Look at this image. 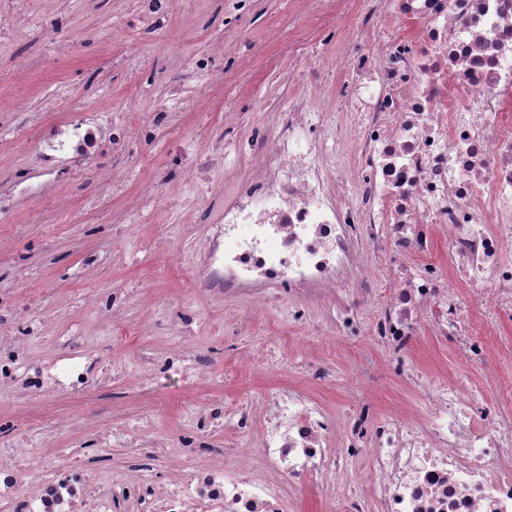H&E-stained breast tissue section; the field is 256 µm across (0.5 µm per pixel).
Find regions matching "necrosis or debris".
I'll return each instance as SVG.
<instances>
[{
    "label": "necrosis or debris",
    "instance_id": "4bbe7bcc",
    "mask_svg": "<svg viewBox=\"0 0 512 512\" xmlns=\"http://www.w3.org/2000/svg\"><path fill=\"white\" fill-rule=\"evenodd\" d=\"M127 2L140 34L171 39L166 66L139 74L161 96L116 123L86 105L54 117L55 97L16 96L0 83V135L28 141L24 166L0 181V215L38 197L66 214L72 202L59 186L94 170L104 195L130 196L121 219L104 215L108 236L158 213L202 226L166 256L190 274L194 299L163 309L158 324L175 343L140 352L133 374L104 357L99 335L143 291L83 294L95 335L65 322L62 307L28 298L26 259L15 256L12 285L0 289V392L17 402L94 392L119 415L130 389L152 380L206 386L219 352L194 342L200 297L232 310L238 334L274 307L335 349L368 332L393 357L395 377L419 381V396L377 415L356 371L345 418L314 395L336 379L327 364L302 357L297 385L276 358L250 353L241 369L279 381L228 403L182 406L173 417L182 459L145 417L105 434L89 416L50 425L1 414L0 512H288L310 486L325 512H512V408L488 400L495 376L468 374L492 356L475 317L512 323V0H322L325 14L361 33L336 52L341 86L313 74L307 42L288 43L301 85L285 87L282 107L249 134L220 138L216 151L201 127L189 128L155 178L97 161L151 144L183 105L218 111L216 52L182 61L175 0ZM23 4L0 0V46L33 39ZM68 25L67 0H56L43 42L66 43L77 61L86 42ZM423 336L451 345L462 372L419 379L408 356ZM38 342L49 357L34 356ZM110 441L127 450L119 475L97 465Z\"/></svg>",
    "mask_w": 512,
    "mask_h": 512
}]
</instances>
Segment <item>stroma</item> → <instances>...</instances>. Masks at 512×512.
<instances>
[{
	"label": "stroma",
	"mask_w": 512,
	"mask_h": 512,
	"mask_svg": "<svg viewBox=\"0 0 512 512\" xmlns=\"http://www.w3.org/2000/svg\"><path fill=\"white\" fill-rule=\"evenodd\" d=\"M289 0H254L251 9L240 15L232 27H225L224 16L208 4L207 0H193L188 9L196 17L194 30H186L182 15H175L173 28L186 32L182 52L184 55L212 47L216 35H223L224 59H247L250 67L228 68L222 72L218 83V96L224 102V110L216 122L217 129H236L251 120L253 114L261 112L265 103L278 100L294 62L281 57L275 68L268 69L264 61L269 54L277 53L288 39H301L303 28L288 17ZM69 8L73 13V32L92 36L103 26L129 28L130 22L122 13L105 17L94 0H71ZM96 49L88 47L81 63L82 70L69 74L66 64L58 55L39 57L38 69L32 79L15 80L8 61L0 60V80L11 84L21 93L30 88H39L43 94H52L62 74L70 76V95L56 104L57 116H65L72 103L85 98L110 113L112 119L121 120L136 112H146L148 103L141 96L136 79L131 71H97ZM75 205L71 223L58 224L44 201H31L26 215L20 216L23 231L13 235L12 227L0 223V233L13 235L15 252L28 256L31 266L29 284L32 289L44 290L47 282L56 274L75 269L88 243L87 234L97 224L98 203L90 176H83L65 189ZM185 243L182 227L169 224L166 216H155L150 224L137 228L127 237L108 243L107 251L112 256V265L106 273H87L74 285L76 293L83 294L98 288L109 287L111 283L146 284L154 288L159 301L177 305L180 298L190 295L189 280L185 273L174 272L166 265L168 250ZM207 322L200 337L202 344L222 349L223 358L212 372L210 390L232 395L239 388L255 387L252 378L240 374L238 358L248 352L266 348L285 351V338L277 314L266 313L256 319L249 335L237 338L231 333L232 317L229 312L209 302H202ZM155 316L153 310L132 306L125 318L124 329L116 331L105 345V356L125 361L129 369H136L137 357L141 350L163 351L166 342L161 332L146 335L134 334L137 325L149 324ZM373 361L380 378L372 390V399L378 413L386 414L400 404L411 402L415 397L412 389L400 385L398 378L384 376L383 371L388 355L376 350ZM152 397L160 405L153 418L154 433L165 440H172L171 416L181 408L185 393L177 379L167 377L156 380L149 388Z\"/></svg>",
	"instance_id": "obj_1"
}]
</instances>
